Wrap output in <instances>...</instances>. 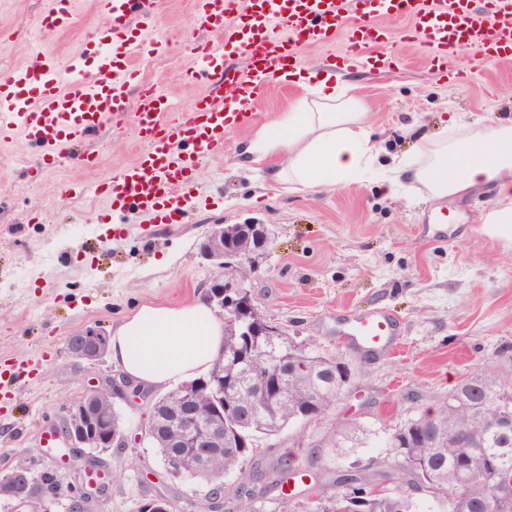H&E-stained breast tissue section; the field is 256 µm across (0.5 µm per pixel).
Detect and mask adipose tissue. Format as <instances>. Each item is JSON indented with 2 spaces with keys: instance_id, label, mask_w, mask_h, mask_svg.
<instances>
[{
  "instance_id": "adipose-tissue-1",
  "label": "adipose tissue",
  "mask_w": 512,
  "mask_h": 512,
  "mask_svg": "<svg viewBox=\"0 0 512 512\" xmlns=\"http://www.w3.org/2000/svg\"><path fill=\"white\" fill-rule=\"evenodd\" d=\"M312 95L255 131L245 149L264 166L269 184L308 194L342 184L368 169L378 145L367 108L335 75H313ZM385 182L391 193L433 199L494 192L482 231L512 248V124H468L451 118L413 155L398 159ZM224 344V324L204 303H151L125 316L112 332L113 365L136 383L162 388L206 373Z\"/></svg>"
}]
</instances>
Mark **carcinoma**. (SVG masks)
<instances>
[{
	"label": "carcinoma",
	"instance_id": "cac0c4a2",
	"mask_svg": "<svg viewBox=\"0 0 512 512\" xmlns=\"http://www.w3.org/2000/svg\"><path fill=\"white\" fill-rule=\"evenodd\" d=\"M236 319L234 312L224 311V346L210 369L213 373L224 367V401L232 407L224 411V447L202 463L185 448L166 447L161 433L154 442L163 462L183 460L180 477L206 471L222 479L240 472L238 484L216 505L217 512H234L244 486L261 482L269 489L282 488L288 480L307 475L329 490L323 496L325 504H316L315 512H414V502L401 494L403 482L426 483L440 492L436 503L441 512H512V502L504 503L496 494L499 482L512 480V431H501L493 422L500 407L512 406V394L490 377L462 379L459 396L437 407L429 428L411 418L403 421L386 454L373 458L364 470L338 468L327 480V469L318 465L321 452L313 451L305 470L284 453L268 470L246 471L244 466L256 457L263 439L304 418L307 408L317 416L334 409L353 378L342 357L300 348L284 330L277 336L233 335ZM259 353L286 366L303 364L305 369L290 370L272 385L256 361ZM377 476L399 483L384 488Z\"/></svg>",
	"mask_w": 512,
	"mask_h": 512
}]
</instances>
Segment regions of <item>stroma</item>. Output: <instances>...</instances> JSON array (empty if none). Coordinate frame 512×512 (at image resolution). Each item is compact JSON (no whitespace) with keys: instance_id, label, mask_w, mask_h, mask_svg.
I'll use <instances>...</instances> for the list:
<instances>
[{"instance_id":"stroma-1","label":"stroma","mask_w":512,"mask_h":512,"mask_svg":"<svg viewBox=\"0 0 512 512\" xmlns=\"http://www.w3.org/2000/svg\"><path fill=\"white\" fill-rule=\"evenodd\" d=\"M44 7L45 0H0V76L36 52L65 62L89 29L105 22L95 0H83L73 27L52 32L40 25ZM153 9L165 48L140 59L142 76L176 104L193 105L207 90L185 78L196 64L191 44L213 33L197 21L193 0H156ZM383 24L395 66L328 65V54L344 50L341 37L301 55L299 71H328L356 86L380 147L374 174L328 191L291 194L240 163L246 139L307 96V87L293 80L260 88L252 121L226 132L223 156L199 159V189L182 198L186 217L179 224L113 211L95 192L142 150L132 126L104 127L46 167L40 148L23 136L0 142V364L37 363L10 399H0V470L25 461L40 479L72 474L74 460L42 447L39 438L61 428L70 398L116 369L107 357L71 358L68 337L88 327L112 332L146 303L202 300L217 268L199 245L218 224L267 226L270 248L247 281L263 312L298 344L341 355L356 379L318 422L262 441L263 465L287 451L305 464L335 428L355 425L364 429L360 447L321 462L366 464L385 454L395 426L438 405L462 378L485 371L512 380V251L480 232L492 192L408 198L390 194L376 176L394 158L414 154L452 114L511 120L512 55L475 67L471 50L462 49L449 62L466 74L458 82L402 41L406 19L391 16ZM441 210L449 212L448 223H435ZM372 308L399 316L395 352L341 340L346 322ZM115 408L132 441L99 454L113 478L90 512H139L160 492L179 512H203L207 485L169 479L155 449L135 443L148 422V402L119 400Z\"/></svg>"}]
</instances>
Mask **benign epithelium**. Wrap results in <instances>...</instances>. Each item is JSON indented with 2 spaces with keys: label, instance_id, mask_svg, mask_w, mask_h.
<instances>
[{
  "label": "benign epithelium",
  "instance_id": "obj_1",
  "mask_svg": "<svg viewBox=\"0 0 512 512\" xmlns=\"http://www.w3.org/2000/svg\"><path fill=\"white\" fill-rule=\"evenodd\" d=\"M270 244L264 224H228L214 230L200 245V253L211 261L219 262L224 272L214 278L204 292L205 301L213 306L217 315L233 309L246 329L242 336H252L262 330L277 334L280 326L268 320L257 298L246 287L247 269L253 267ZM108 336L97 328H86L69 337L68 353L79 360L97 361L108 353ZM111 402L102 405L98 389H88L72 398L66 406L62 431L72 448L78 452H105L110 448H123L127 444L125 430L112 419L114 400L130 402L134 399L154 403L150 391L117 374L105 380ZM211 395V406L206 411L185 415L181 407L172 408L171 422L181 424L179 443L189 448L198 459L215 455L214 435L223 427L216 416L224 415V378L219 374L201 377L185 383L180 389L181 403L194 402L201 394ZM0 496L20 505L33 507L38 500V489L31 466L16 465L0 475ZM145 512H176L175 504L164 495H157L143 506Z\"/></svg>",
  "mask_w": 512,
  "mask_h": 512
}]
</instances>
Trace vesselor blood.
Here are the masks:
<instances>
[{
  "instance_id": "vessel-or-blood-1",
  "label": "vessel or blood",
  "mask_w": 512,
  "mask_h": 512,
  "mask_svg": "<svg viewBox=\"0 0 512 512\" xmlns=\"http://www.w3.org/2000/svg\"><path fill=\"white\" fill-rule=\"evenodd\" d=\"M81 0H46L43 28L63 31L78 15ZM349 0H196L202 26L224 32V42L194 44L207 66L189 70L191 82L205 83L208 94L195 108L176 111L170 100L146 84L135 61L162 49L152 37V0H98L108 25L95 28L83 48L64 66L34 56L23 68L0 77V140L22 133L40 147V162L52 165L69 144L106 124L133 120L143 152L131 165L103 183L101 192L113 207L159 212L164 223L180 221L177 200L193 181L196 158L224 153V133L249 123L261 84L282 78L295 66L308 44H331L345 30V57L356 66L367 53L382 65L393 62L380 20L407 18L406 40L419 44L428 60L447 65L457 46L487 63L496 48L512 49V0H369L368 7L349 10ZM243 52L247 68L224 65V47ZM238 90L239 108L224 109V83ZM178 143L190 145L175 152ZM345 334L370 349L392 348L398 321L373 311L349 321Z\"/></svg>"
}]
</instances>
